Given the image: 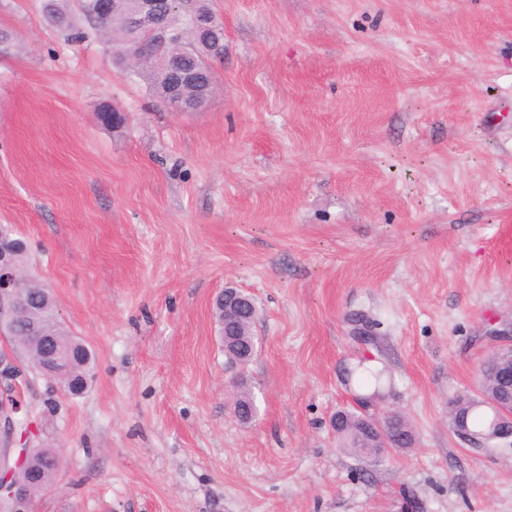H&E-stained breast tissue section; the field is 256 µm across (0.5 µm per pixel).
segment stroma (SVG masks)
I'll return each mask as SVG.
<instances>
[{
  "label": "stroma",
  "mask_w": 512,
  "mask_h": 512,
  "mask_svg": "<svg viewBox=\"0 0 512 512\" xmlns=\"http://www.w3.org/2000/svg\"><path fill=\"white\" fill-rule=\"evenodd\" d=\"M208 5L224 56L178 112L96 36L0 0V226L94 354L82 396L33 372L21 392L63 460L34 512H512V450L448 423L512 315V0ZM228 283L259 308L248 424ZM365 357L374 410L416 436L377 465L332 428Z\"/></svg>",
  "instance_id": "obj_1"
}]
</instances>
